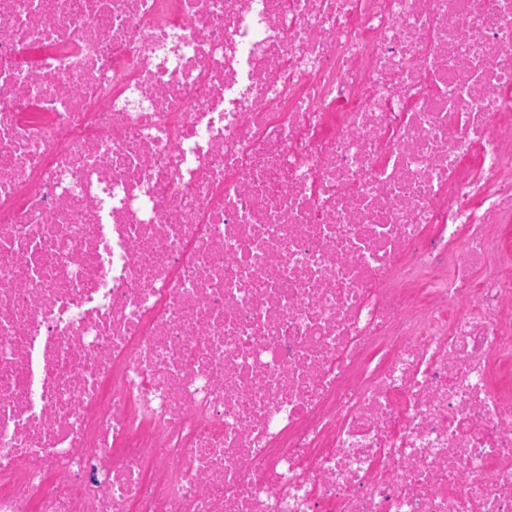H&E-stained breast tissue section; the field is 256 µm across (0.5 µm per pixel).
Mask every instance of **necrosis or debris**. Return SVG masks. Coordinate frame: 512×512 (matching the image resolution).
Returning a JSON list of instances; mask_svg holds the SVG:
<instances>
[{
	"mask_svg": "<svg viewBox=\"0 0 512 512\" xmlns=\"http://www.w3.org/2000/svg\"><path fill=\"white\" fill-rule=\"evenodd\" d=\"M0 512H512V0H0Z\"/></svg>",
	"mask_w": 512,
	"mask_h": 512,
	"instance_id": "1",
	"label": "necrosis or debris"
}]
</instances>
